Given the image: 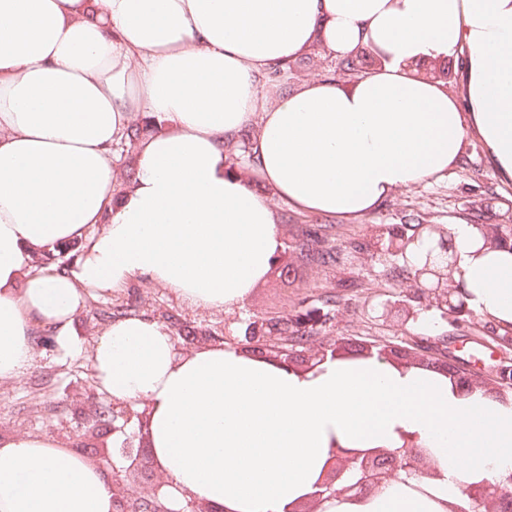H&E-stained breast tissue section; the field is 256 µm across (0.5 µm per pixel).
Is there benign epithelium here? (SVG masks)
<instances>
[{
    "instance_id": "1",
    "label": "benign epithelium",
    "mask_w": 512,
    "mask_h": 512,
    "mask_svg": "<svg viewBox=\"0 0 512 512\" xmlns=\"http://www.w3.org/2000/svg\"><path fill=\"white\" fill-rule=\"evenodd\" d=\"M428 236L433 243L424 265L418 270L415 292L429 298L430 306L441 311L442 315L456 317L467 311L465 303L455 301V290L448 288V268L456 263L454 250L448 245V234L442 227L429 224L419 228L412 236L404 232L390 236L388 244L380 248L384 257L394 256L408 258L410 245L422 236ZM233 321L245 325L244 340L252 348L264 352L272 349L277 353L274 363L286 368L300 358L312 361L314 369L327 358L339 356L335 342L318 337L312 346L305 345V350L288 348V343L279 339L278 328L268 318L251 315L246 319L239 317ZM139 445L130 439L125 440L119 449L125 461L122 469L114 470L113 492L118 503V512H131L126 495V482L134 479L143 485V493L151 498L162 494L166 481L156 477L157 468L150 460L145 446L144 427ZM439 477L431 464L428 448L413 440L405 439L403 448L392 451L386 448L348 449L334 448L322 476L313 486V491L302 500L288 506L285 512H326L342 502L363 503L375 496L383 486L392 479H397L411 489L423 493L428 480ZM512 493V474L502 478L482 480L464 485L463 499L448 504V512H500L504 497Z\"/></svg>"
}]
</instances>
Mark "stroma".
Returning a JSON list of instances; mask_svg holds the SVG:
<instances>
[{
	"label": "stroma",
	"instance_id": "35a3bbf8",
	"mask_svg": "<svg viewBox=\"0 0 512 512\" xmlns=\"http://www.w3.org/2000/svg\"><path fill=\"white\" fill-rule=\"evenodd\" d=\"M336 60L316 50L296 60L292 72L277 79L260 78L263 88L286 91L305 80L332 75ZM281 230L278 260L293 264L295 280L286 283L278 271H269L251 291L237 312L250 315L311 314L324 312L325 293L336 296V312L323 326L322 335L334 337L341 354L354 346L394 345L407 342L412 361L453 362L458 369L494 384L498 381L496 360L473 366L468 358L472 346L496 348V326L469 312L443 318L437 309L419 310L418 320H405L403 313H384L385 303L410 291L389 262L373 259L374 237L379 230L402 224H506L512 226V180L500 176L491 165L477 136H469L455 168L443 176L398 190L365 214L341 218L299 210L276 202ZM326 226V238L338 252L330 267L300 262L299 252L309 225ZM122 303L136 315L147 314L166 326L195 327L199 334L222 337L224 314L196 307L151 280L138 277L123 288L88 297L77 316L82 341L79 351L58 350L52 332L33 330L37 340L34 363L17 379L0 382V436L35 434L75 452L86 448L118 447L120 440L97 430L92 409L100 398L93 382L92 347L105 327L97 311Z\"/></svg>",
	"mask_w": 512,
	"mask_h": 512
}]
</instances>
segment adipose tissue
Returning <instances> with one entry per match:
<instances>
[{"instance_id": "obj_1", "label": "adipose tissue", "mask_w": 512, "mask_h": 512, "mask_svg": "<svg viewBox=\"0 0 512 512\" xmlns=\"http://www.w3.org/2000/svg\"><path fill=\"white\" fill-rule=\"evenodd\" d=\"M321 48L379 65L350 85L302 83L265 102L259 76ZM466 52L467 109L417 73ZM141 114L160 121L117 191L112 147ZM256 124L255 188L225 146ZM512 179V0H0V381L36 357L31 328L63 352L88 292L146 277L197 307L242 305L278 251L274 207L348 217L454 167L469 131ZM467 308L512 328V241L476 251L454 224ZM77 242L68 272L32 271ZM114 402L147 408L170 512H284L335 445L432 450L428 494L388 482L331 512H446L473 474L512 471V406L457 395L447 378L370 358L299 373L226 344L178 352L141 315L92 354ZM0 512H115L112 483L38 435L0 438Z\"/></svg>"}]
</instances>
